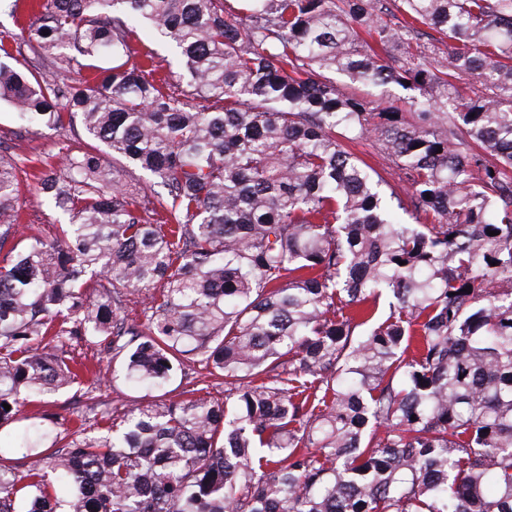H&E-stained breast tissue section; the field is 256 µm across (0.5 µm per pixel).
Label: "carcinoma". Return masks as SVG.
I'll use <instances>...</instances> for the list:
<instances>
[{
	"label": "carcinoma",
	"mask_w": 512,
	"mask_h": 512,
	"mask_svg": "<svg viewBox=\"0 0 512 512\" xmlns=\"http://www.w3.org/2000/svg\"><path fill=\"white\" fill-rule=\"evenodd\" d=\"M239 2L36 0L0 36V101L88 139L38 178L54 236L18 237L0 154V512H512V0ZM143 28L189 93L129 63ZM75 340L153 400L60 447L23 408L95 409ZM353 149L384 178L386 182L383 183V187L388 195L393 193L394 196L402 198L405 204H409L406 186L391 160L372 146L371 142H359ZM75 390L65 391L48 398V403L39 407L27 406L25 407V414L28 416H40L41 414H48V416H55L58 422L63 425H58V431H63L67 426L70 419H75L72 416V411L76 408L82 409V399H79V393L74 395Z\"/></svg>",
	"instance_id": "1"
}]
</instances>
